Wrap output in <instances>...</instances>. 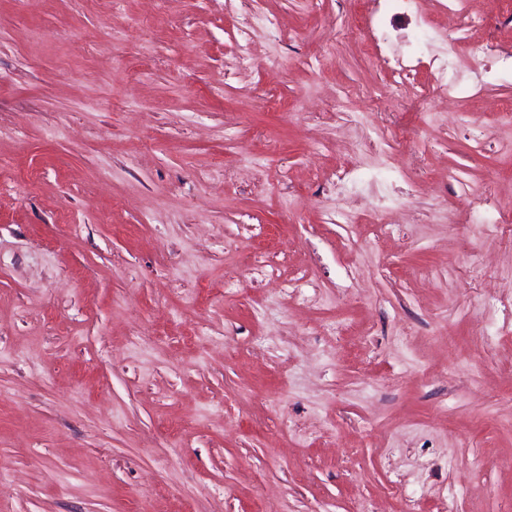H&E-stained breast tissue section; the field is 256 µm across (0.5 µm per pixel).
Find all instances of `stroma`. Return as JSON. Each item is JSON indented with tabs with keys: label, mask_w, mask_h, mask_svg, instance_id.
Returning a JSON list of instances; mask_svg holds the SVG:
<instances>
[{
	"label": "stroma",
	"mask_w": 512,
	"mask_h": 512,
	"mask_svg": "<svg viewBox=\"0 0 512 512\" xmlns=\"http://www.w3.org/2000/svg\"><path fill=\"white\" fill-rule=\"evenodd\" d=\"M368 10L0 0V512H512V7ZM453 67V62L450 57H443L438 60L435 65L436 80L433 90L437 95H447L448 90L456 96L462 97L467 93V88L461 85H455L448 88V73ZM472 221L475 224H494V228L500 229L505 224L512 223V209L505 207L486 187L480 194L479 202L472 211Z\"/></svg>",
	"instance_id": "stroma-1"
}]
</instances>
